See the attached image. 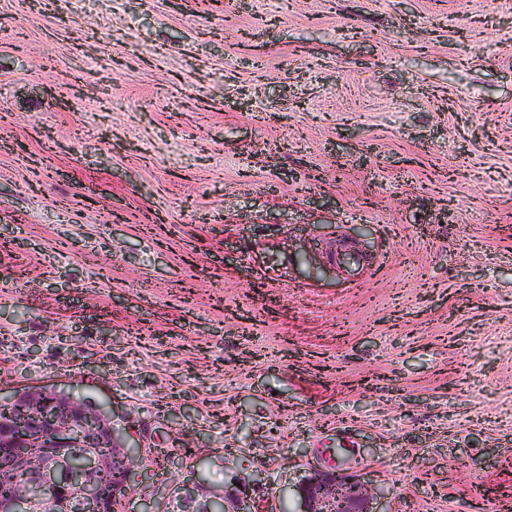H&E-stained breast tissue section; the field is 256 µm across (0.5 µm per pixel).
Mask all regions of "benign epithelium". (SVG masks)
<instances>
[{
    "label": "benign epithelium",
    "mask_w": 512,
    "mask_h": 512,
    "mask_svg": "<svg viewBox=\"0 0 512 512\" xmlns=\"http://www.w3.org/2000/svg\"><path fill=\"white\" fill-rule=\"evenodd\" d=\"M33 420L22 434L11 420H0V451L12 452V467L22 480L0 512H34L36 500H47L53 512H128L135 466L122 456L121 437L111 421L65 399L31 402ZM114 448L108 456L104 443ZM116 469L112 483L99 480ZM301 512H375L373 488L359 476L325 472L308 478L297 490ZM155 512H251L244 500L230 501L198 483L173 490Z\"/></svg>",
    "instance_id": "benign-epithelium-1"
}]
</instances>
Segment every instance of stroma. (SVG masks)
Segmentation results:
<instances>
[{"label":"stroma","mask_w":512,"mask_h":512,"mask_svg":"<svg viewBox=\"0 0 512 512\" xmlns=\"http://www.w3.org/2000/svg\"><path fill=\"white\" fill-rule=\"evenodd\" d=\"M260 512H512V0H0V392ZM297 512H382L373 510L375 492L358 475L325 472L308 478L297 490Z\"/></svg>","instance_id":"35a3bbf8"}]
</instances>
